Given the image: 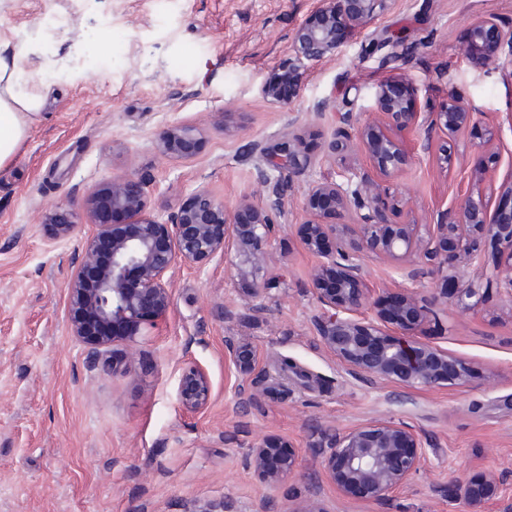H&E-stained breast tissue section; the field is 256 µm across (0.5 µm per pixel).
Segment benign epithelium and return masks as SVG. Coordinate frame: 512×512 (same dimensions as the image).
Masks as SVG:
<instances>
[{"instance_id":"7a95c632","label":"benign epithelium","mask_w":512,"mask_h":512,"mask_svg":"<svg viewBox=\"0 0 512 512\" xmlns=\"http://www.w3.org/2000/svg\"><path fill=\"white\" fill-rule=\"evenodd\" d=\"M390 0H321L311 18L292 38L291 51L279 70L299 78L305 67L336 54L352 33L370 22L378 7ZM471 48L493 56L506 47L512 54V28L488 14L471 29ZM392 84L377 85L375 102L383 123L394 127L426 125V133L452 134L474 122L475 115L450 101L445 111L426 116L413 111L407 94L392 93ZM266 100L286 104L290 96L272 81L260 88ZM365 151L373 157L384 180L356 168L340 179L312 181L303 192L304 208L313 219L301 225L306 250L317 258L311 272L312 293L319 307L312 326L322 347L353 379L437 389L464 384L480 376L470 363L416 339L394 338L387 326H418L427 321L433 307L451 301L471 309L482 301L475 288L459 286L460 269L481 259V243L494 239L512 260V206L501 205L488 217L486 198L466 190L455 203L438 212L425 236L415 235V225L396 224L397 185L394 182L402 156L397 145L378 126H356ZM198 146L196 128L182 125L164 132L157 149L165 157L186 158ZM312 159L288 142V168L309 169ZM265 204L248 201L230 212L224 202L205 189L183 199L177 210L163 218L148 211L149 188L134 174L115 177L87 200L86 223L95 233L84 244L68 293L70 329L74 336L96 349L116 343L130 344L171 305L166 275L178 264L201 266L216 257L239 259L236 269L252 278L249 305L264 307L270 288L260 276L271 259L273 246L283 232L278 217L284 213L287 193L282 178L266 180ZM329 208L346 211V224L316 220ZM47 221L53 236L67 238L81 218L55 207ZM368 258L403 264L414 282L430 278L440 288L431 294L406 289L388 308L366 314L364 265ZM224 361L234 369L237 408L246 410L262 396L257 351L233 336L224 337ZM211 397L204 371L187 367L179 380L177 399L189 410H202ZM431 444L405 422L370 419L341 433L325 445V470L339 493L347 498L383 501L403 487L424 465ZM247 461L263 479L277 484L297 470L296 457L283 445L261 440L250 445ZM501 475L481 474L466 483L448 486V500L464 506L463 512H484V503L506 492Z\"/></svg>"}]
</instances>
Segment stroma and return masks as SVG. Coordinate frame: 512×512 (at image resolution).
I'll return each instance as SVG.
<instances>
[{"mask_svg":"<svg viewBox=\"0 0 512 512\" xmlns=\"http://www.w3.org/2000/svg\"><path fill=\"white\" fill-rule=\"evenodd\" d=\"M320 0H0V42L30 47L33 70L51 79L42 113L13 159L0 166V512H451L448 485L512 472V307L501 286L499 246L486 242L464 268L484 302L438 304L413 337L478 366L470 384L433 391L344 374L311 328L315 257L299 226L303 191L347 167L377 174L358 139L342 156L327 143L345 115L377 123L373 89L406 86L418 112H440L449 92L475 125L435 134L385 128L404 155L395 182L402 216L426 233L436 211L479 185L489 211L512 189V57L476 62L471 27L487 14L512 25V0H391L342 52L308 64L290 103L258 89L287 57L292 36ZM385 31L398 45H373ZM326 112H317L320 102ZM192 125L187 158L158 153L162 131ZM315 160L289 173V136ZM147 183L151 212L170 215L184 195L208 190L227 209L266 200L264 178L290 177L285 231L265 275L272 291L250 309V277L215 258L166 276L172 304L134 346L95 350L73 336L68 285L92 225L51 236L53 207L83 211L113 177ZM418 286L396 263L366 262L371 305ZM256 347L267 396L235 408L224 339ZM203 369L209 405L176 399L183 370ZM405 422L435 451L381 502L342 497L328 479L322 434L368 419ZM290 443L297 475L271 488L244 464L251 443Z\"/></svg>","mask_w":512,"mask_h":512,"instance_id":"35a3bbf8","label":"stroma"}]
</instances>
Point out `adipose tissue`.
Wrapping results in <instances>:
<instances>
[{
	"label": "adipose tissue",
	"mask_w": 512,
	"mask_h": 512,
	"mask_svg": "<svg viewBox=\"0 0 512 512\" xmlns=\"http://www.w3.org/2000/svg\"><path fill=\"white\" fill-rule=\"evenodd\" d=\"M25 52L0 43V166L12 160L44 104L43 92L22 64Z\"/></svg>",
	"instance_id": "ef3b65f1"
}]
</instances>
